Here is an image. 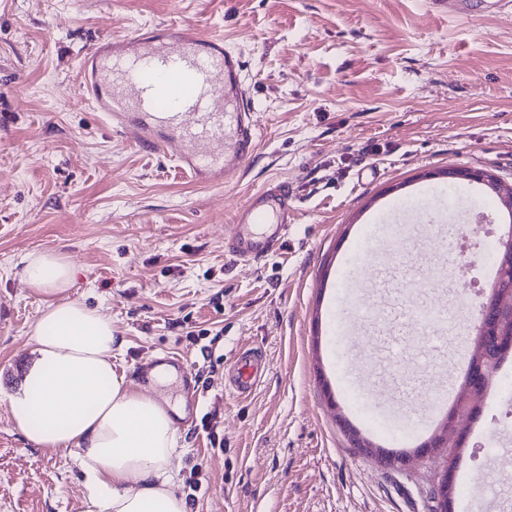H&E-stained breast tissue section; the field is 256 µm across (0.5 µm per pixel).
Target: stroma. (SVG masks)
<instances>
[{
    "instance_id": "obj_1",
    "label": "stroma",
    "mask_w": 512,
    "mask_h": 512,
    "mask_svg": "<svg viewBox=\"0 0 512 512\" xmlns=\"http://www.w3.org/2000/svg\"><path fill=\"white\" fill-rule=\"evenodd\" d=\"M171 22L223 37L245 63L258 144L223 187L114 133L78 88L90 46ZM453 167L512 185V7L461 19L429 0H0V512H82L86 495L76 452L34 447L11 416L46 305L21 270L42 251L74 266L68 298L111 319L124 342L112 363L129 386L153 393L144 364L183 358L182 379L158 391L189 408L172 475L184 496L202 470L190 512H438L447 467L470 473L473 449L512 434V418H495L512 395V351L479 413L448 398L462 445L410 449L393 465L351 438L392 449V425L465 380L481 303L449 276L448 240L492 216L494 239L468 258L480 267L506 226L481 185L420 178ZM274 178L292 184L298 219L280 253L235 263L228 226ZM427 210L436 223L385 238L368 297L338 308L350 243L387 214ZM440 305L445 330L417 326ZM342 320L360 346L339 334ZM247 350L265 370L241 398L229 374ZM358 356L363 388L390 408L351 391Z\"/></svg>"
}]
</instances>
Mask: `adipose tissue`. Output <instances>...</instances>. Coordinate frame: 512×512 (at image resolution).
Masks as SVG:
<instances>
[{
	"mask_svg": "<svg viewBox=\"0 0 512 512\" xmlns=\"http://www.w3.org/2000/svg\"><path fill=\"white\" fill-rule=\"evenodd\" d=\"M72 277L59 253L25 258L22 278L47 304L12 420L35 447L78 452L88 487L82 512H188L172 488L174 409L118 376L112 358L122 342L110 318L66 299Z\"/></svg>",
	"mask_w": 512,
	"mask_h": 512,
	"instance_id": "obj_1",
	"label": "adipose tissue"
}]
</instances>
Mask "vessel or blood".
Masks as SVG:
<instances>
[{"label":"vessel or blood","instance_id":"1","mask_svg":"<svg viewBox=\"0 0 512 512\" xmlns=\"http://www.w3.org/2000/svg\"><path fill=\"white\" fill-rule=\"evenodd\" d=\"M81 66L84 97L112 128L149 152L173 157L198 183L228 184L257 148L244 62L221 38L188 24H158L105 47L92 45ZM296 214L287 183L268 184L236 211L224 246L235 262L263 260L282 249ZM383 234L378 227L363 237L344 278L347 297L358 295ZM260 378L257 354L243 353L234 367L236 395L251 394Z\"/></svg>","mask_w":512,"mask_h":512}]
</instances>
